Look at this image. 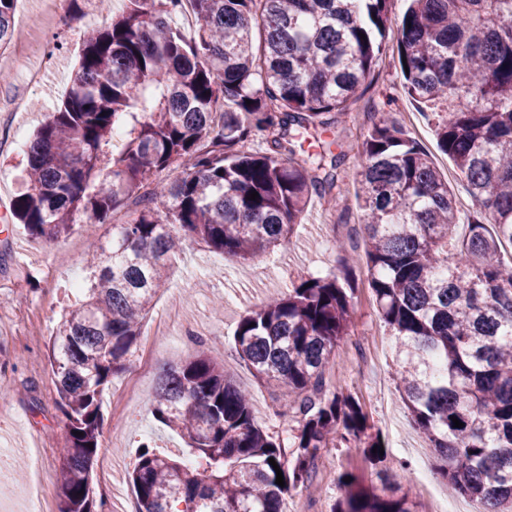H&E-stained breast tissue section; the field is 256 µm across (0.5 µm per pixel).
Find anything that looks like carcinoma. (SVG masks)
Masks as SVG:
<instances>
[{"instance_id":"obj_1","label":"carcinoma","mask_w":512,"mask_h":512,"mask_svg":"<svg viewBox=\"0 0 512 512\" xmlns=\"http://www.w3.org/2000/svg\"><path fill=\"white\" fill-rule=\"evenodd\" d=\"M123 2L109 26L82 33L69 93L28 145L30 185L12 211L45 241L83 217L127 213L108 241L90 245V285L50 340L66 419L58 512L104 506L90 475L102 397L138 344L168 261L189 243L260 261L290 242L312 198L336 201L346 151L313 155L302 136L339 128L363 94L394 0H190V38L172 23L183 0ZM111 3L67 0L66 14ZM14 4L0 0V50L14 40ZM397 32L404 91L448 104L437 143L475 211L458 237L448 180L385 113L358 144L353 175L369 288L395 340L396 388L437 473L484 512H509L512 262L501 249L512 246V0H411ZM116 134L126 141L111 157ZM257 138L263 153L250 150ZM163 171L171 177L155 179ZM355 283L341 259L237 326L239 357L259 382L284 389L273 407L289 423L281 432L255 421L248 394L204 349L164 370L151 413L197 467L142 450L130 474L138 512H284L286 496L312 486L331 444L347 449L331 512H417L399 482L406 464L372 452L387 447L382 432L359 398L326 380L350 336ZM354 457L385 477L382 486Z\"/></svg>"}]
</instances>
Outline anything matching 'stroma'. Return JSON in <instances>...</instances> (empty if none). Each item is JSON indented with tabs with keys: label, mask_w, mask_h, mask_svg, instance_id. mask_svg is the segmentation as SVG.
Segmentation results:
<instances>
[{
	"label": "stroma",
	"mask_w": 512,
	"mask_h": 512,
	"mask_svg": "<svg viewBox=\"0 0 512 512\" xmlns=\"http://www.w3.org/2000/svg\"><path fill=\"white\" fill-rule=\"evenodd\" d=\"M106 20L103 13L78 21L58 19L55 38L64 48L55 59L52 78L46 87L28 91L27 110L13 113L10 119L19 133L18 146L0 152V202L4 205H11L27 185L29 136L67 95L68 77L80 51L79 42L69 39L71 31L100 27ZM353 109L361 114L359 124L339 136L323 133V141L339 137L345 145H354L370 124L369 114L391 112L447 178L459 219L468 221L474 207L466 181L435 137L433 115L445 111L446 105L427 106L405 93L394 42H387L365 98ZM357 163L354 157L347 161L342 173L345 191L335 207L312 200L291 244L278 251L274 260L243 265L197 243L186 246L177 257L166 288L158 293L143 322L136 350L103 396V436L94 461L93 484L97 497L113 512H135L128 473L143 444L183 463L194 461L181 437L157 421L150 410L151 394L164 369L180 363L196 348L187 341V332H195L204 341L208 354L223 366L227 380L250 393L258 423L271 431L282 429V421L270 411L274 392L258 385L238 357L234 333L249 307L302 278L335 270L334 240L361 242L352 177ZM111 229L108 222L79 224L70 235L47 242L31 238L22 225L0 222V387L9 391L0 399V443L9 442L17 449L15 455L0 459V512H24L18 495L33 482L25 454L29 448L40 451L49 503H58V457L64 446L65 419L57 406L47 345L62 316L78 304L72 283L86 274L87 241L105 240ZM355 272V333L336 349L328 376L331 383L356 394L365 404L386 437L389 456L408 462L403 488L417 502L419 512H428L416 471L422 463L435 468L437 460L413 429L395 389L394 342L372 303L364 254H357ZM125 389L130 392L128 401L114 400V393ZM338 475L336 469H323L310 489L287 497L285 512H331L340 497Z\"/></svg>",
	"instance_id": "1"
}]
</instances>
